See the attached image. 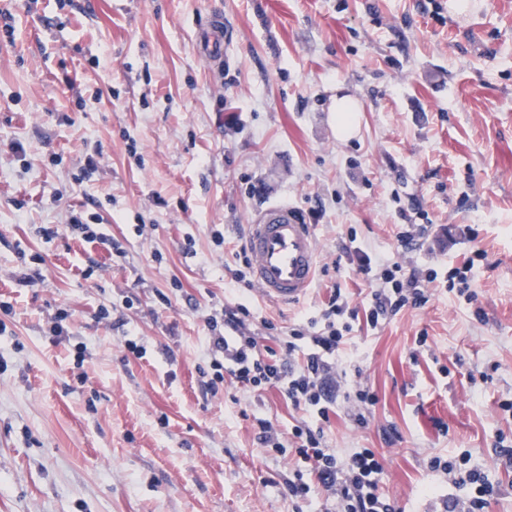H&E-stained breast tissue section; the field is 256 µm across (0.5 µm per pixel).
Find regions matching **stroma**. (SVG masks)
Returning a JSON list of instances; mask_svg holds the SVG:
<instances>
[{"label":"stroma","instance_id":"stroma-1","mask_svg":"<svg viewBox=\"0 0 512 512\" xmlns=\"http://www.w3.org/2000/svg\"><path fill=\"white\" fill-rule=\"evenodd\" d=\"M428 2L0 0V512H332L318 486L294 507L273 481L292 458L254 441L252 414L287 433L307 412L274 389L207 393L202 371L225 299L282 328L336 282L362 303L361 275L332 269L352 235L441 273L485 260L472 302L439 287L353 329L347 353L377 402L343 403L327 447L384 452L380 487L401 512H448L461 492L427 462L469 451L498 487L484 512H512L495 449L512 440V0ZM216 13L217 71L195 45ZM340 94L359 104L347 138ZM89 200L104 242L38 234ZM275 204L322 210L326 272L290 305L230 275L245 224ZM419 209L423 245L406 253L397 234Z\"/></svg>","mask_w":512,"mask_h":512}]
</instances>
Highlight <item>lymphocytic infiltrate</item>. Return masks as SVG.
Here are the masks:
<instances>
[{
    "label": "lymphocytic infiltrate",
    "instance_id": "obj_1",
    "mask_svg": "<svg viewBox=\"0 0 512 512\" xmlns=\"http://www.w3.org/2000/svg\"><path fill=\"white\" fill-rule=\"evenodd\" d=\"M343 252L373 286L368 307L362 311L351 307L348 294L334 286L315 315L294 324L287 335L277 337L276 348L263 352L258 348L249 306L239 299L225 301L221 310L224 331L209 339L220 374L210 380L208 389L218 392L226 380L248 392L273 388L293 407L316 416V423L293 426L287 437L267 418H252L263 451L294 452L307 466L306 472H294L282 481L283 494L292 502L306 500L316 483L333 498L337 512H397L395 504L378 491L385 470L380 453L361 448L343 457L325 445L324 425L336 410L339 381L347 375L346 368L339 365L345 337L356 320L375 330L405 307L424 306L428 285L439 280L446 288L457 290L465 301H472L475 260L467 258L441 277L435 270L408 268L356 245H344ZM298 352L303 355L301 364L289 366V359ZM455 484L462 492L455 501L459 512H482L487 497L495 493L486 474L476 468L461 472Z\"/></svg>",
    "mask_w": 512,
    "mask_h": 512
}]
</instances>
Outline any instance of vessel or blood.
Returning <instances> with one entry per match:
<instances>
[{"label": "vessel or blood", "instance_id": "b4317fda", "mask_svg": "<svg viewBox=\"0 0 512 512\" xmlns=\"http://www.w3.org/2000/svg\"><path fill=\"white\" fill-rule=\"evenodd\" d=\"M244 248L254 283L268 299H302L317 274L318 243L312 225L290 205H274L249 224Z\"/></svg>", "mask_w": 512, "mask_h": 512}]
</instances>
